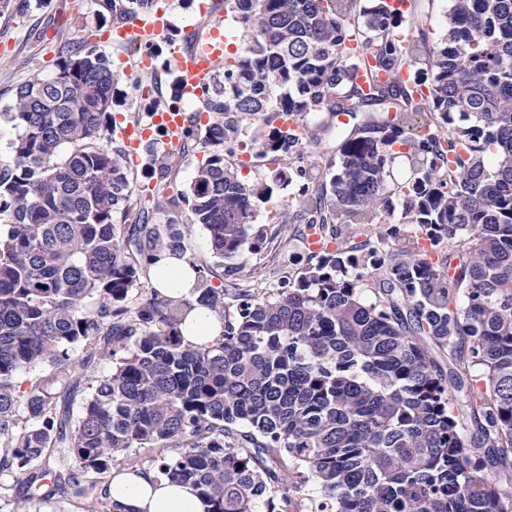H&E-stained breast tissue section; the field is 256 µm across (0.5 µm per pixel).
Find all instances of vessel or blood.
<instances>
[{"label":"vessel or blood","instance_id":"vessel-or-blood-1","mask_svg":"<svg viewBox=\"0 0 512 512\" xmlns=\"http://www.w3.org/2000/svg\"><path fill=\"white\" fill-rule=\"evenodd\" d=\"M165 31V23L160 14L148 13L131 22L113 28L105 33L109 42H117L128 48L140 51L139 68L143 73H152V59L149 48ZM211 41L202 50L186 51L173 49L172 66L178 75V93L182 98L199 96L202 87L208 85L215 70L224 60V39L219 28H211ZM184 127V112L177 106H166L151 112L147 123L125 128L128 153L137 156L140 144L150 137L153 130H163L168 147H176L181 141Z\"/></svg>","mask_w":512,"mask_h":512}]
</instances>
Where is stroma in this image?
I'll list each match as a JSON object with an SVG mask.
<instances>
[{"label":"stroma","mask_w":512,"mask_h":512,"mask_svg":"<svg viewBox=\"0 0 512 512\" xmlns=\"http://www.w3.org/2000/svg\"><path fill=\"white\" fill-rule=\"evenodd\" d=\"M103 0H28L27 7L0 15V111L13 102L18 86L34 77H47L57 70L61 50L74 46L81 37L94 35L103 23ZM165 14L167 38L156 42L155 65L162 78L161 103H169L176 75L168 69L170 48L182 44L189 28L199 21L197 0H156ZM96 49L112 69L123 73L121 106L116 114L126 120L145 121L148 102L135 87L138 51L113 44ZM302 225L286 224L282 233L259 256L265 284L279 281L292 270L296 257L306 255L308 243Z\"/></svg>","instance_id":"35a3bbf8"}]
</instances>
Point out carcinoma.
<instances>
[{"label": "carcinoma", "mask_w": 512, "mask_h": 512, "mask_svg": "<svg viewBox=\"0 0 512 512\" xmlns=\"http://www.w3.org/2000/svg\"><path fill=\"white\" fill-rule=\"evenodd\" d=\"M154 2L103 7L120 23ZM418 7L224 0L242 35L198 101L209 120L190 116L182 146L148 163L167 178L190 142L209 147L187 191L158 185L162 225L145 207L116 223L133 187L123 146L96 144L122 82L103 54L66 50L16 89L0 113L20 129L0 164V510L73 497L135 512L109 496L114 462L137 472L128 451L154 447L157 478L192 484L209 512H512V0H450L438 43ZM313 112L327 118L312 129ZM333 130L332 153L306 162ZM290 186L276 218L325 246L228 307L195 260L198 301L224 332L183 344L191 304L146 285L157 250L188 251L178 210L208 231L225 279L259 280L245 260L268 241L255 221ZM105 356L115 369L99 377ZM81 384L75 417L55 388ZM285 484L315 492L267 496Z\"/></svg>", "instance_id": "cac0c4a2"}]
</instances>
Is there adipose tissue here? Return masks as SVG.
<instances>
[{"instance_id": "ef3b65f1", "label": "adipose tissue", "mask_w": 512, "mask_h": 512, "mask_svg": "<svg viewBox=\"0 0 512 512\" xmlns=\"http://www.w3.org/2000/svg\"><path fill=\"white\" fill-rule=\"evenodd\" d=\"M151 284L165 296L191 302L179 332L184 342L206 346L221 336L224 326L213 313L197 302L195 271L189 258H179L160 251L150 269ZM152 474H115L110 486L113 500L131 506L135 512H207L208 505L188 484L162 482L153 484Z\"/></svg>"}]
</instances>
